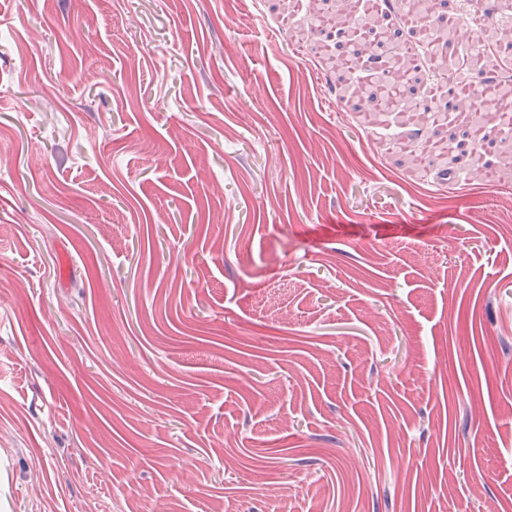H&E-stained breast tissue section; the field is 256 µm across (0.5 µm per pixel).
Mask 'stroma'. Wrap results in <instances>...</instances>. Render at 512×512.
I'll return each instance as SVG.
<instances>
[{"instance_id": "1", "label": "stroma", "mask_w": 512, "mask_h": 512, "mask_svg": "<svg viewBox=\"0 0 512 512\" xmlns=\"http://www.w3.org/2000/svg\"><path fill=\"white\" fill-rule=\"evenodd\" d=\"M230 2L0 0V512H512V134ZM374 55L368 56L369 70L365 69L369 74L365 77L359 75L357 79H361L363 82L369 80L370 74L371 79L365 83H358V90L354 88L353 93H361V97H358V104L356 105L357 110L365 109L370 112H402L406 109L415 107L411 103H397L390 105L389 103V87L385 83L386 77L392 73L397 75V80L394 84L403 81V77L407 75L411 67L407 56L404 53H397L393 56L390 66L385 69L380 76H377L379 71L383 69L384 65L379 66L375 61ZM371 72V73H370ZM383 91V94H379V91Z\"/></svg>"}]
</instances>
